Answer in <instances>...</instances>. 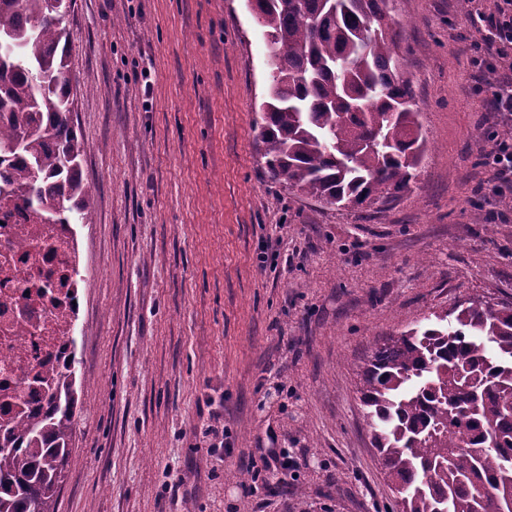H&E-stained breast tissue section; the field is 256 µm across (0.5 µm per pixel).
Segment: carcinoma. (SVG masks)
Instances as JSON below:
<instances>
[{"mask_svg": "<svg viewBox=\"0 0 512 512\" xmlns=\"http://www.w3.org/2000/svg\"><path fill=\"white\" fill-rule=\"evenodd\" d=\"M391 0H250L273 56L267 171L324 205L386 203L411 190L426 150L411 79L377 19ZM71 0H0V166L9 192L82 224L65 18ZM449 321L444 327L442 322ZM40 417L0 435V512H55L78 406L75 371ZM372 445L398 512H512V307L463 302L376 343L362 373Z\"/></svg>", "mask_w": 512, "mask_h": 512, "instance_id": "obj_1", "label": "carcinoma"}]
</instances>
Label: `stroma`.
Segmentation results:
<instances>
[{"label": "stroma", "mask_w": 512, "mask_h": 512, "mask_svg": "<svg viewBox=\"0 0 512 512\" xmlns=\"http://www.w3.org/2000/svg\"><path fill=\"white\" fill-rule=\"evenodd\" d=\"M427 151L384 208L273 180V64L248 0H73L81 384L56 512H385L360 370L376 339L469 300L512 304V221L483 164L459 0H393ZM494 233H486V225ZM228 434L211 453L214 430ZM255 495L228 476L265 449Z\"/></svg>", "instance_id": "1"}]
</instances>
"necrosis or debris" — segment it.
I'll return each instance as SVG.
<instances>
[{
	"label": "necrosis or debris",
	"instance_id": "4bbe7bcc",
	"mask_svg": "<svg viewBox=\"0 0 512 512\" xmlns=\"http://www.w3.org/2000/svg\"><path fill=\"white\" fill-rule=\"evenodd\" d=\"M48 212L0 196V425L36 418L49 401L40 378L68 371L83 249Z\"/></svg>",
	"mask_w": 512,
	"mask_h": 512
}]
</instances>
